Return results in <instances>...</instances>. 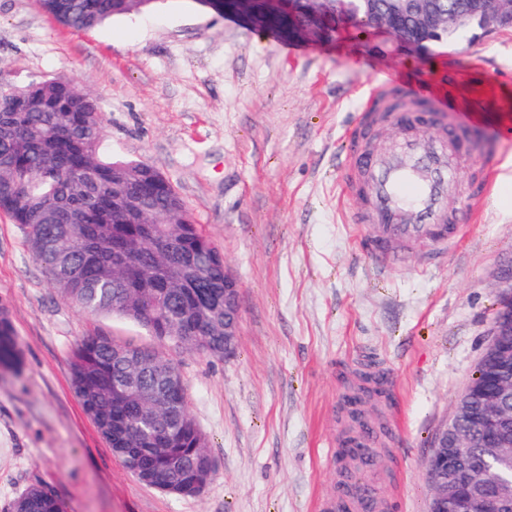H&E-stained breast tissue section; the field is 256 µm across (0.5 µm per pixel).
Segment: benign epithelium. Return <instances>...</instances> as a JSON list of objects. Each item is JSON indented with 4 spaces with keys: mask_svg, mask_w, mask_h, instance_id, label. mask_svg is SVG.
Wrapping results in <instances>:
<instances>
[{
    "mask_svg": "<svg viewBox=\"0 0 512 512\" xmlns=\"http://www.w3.org/2000/svg\"><path fill=\"white\" fill-rule=\"evenodd\" d=\"M255 0H202L210 9L232 12L252 27L258 20L250 9ZM288 17L282 34L330 39L361 22L389 29L401 44L426 51L443 41L448 30L483 29L496 23L512 26V0H359L341 11L335 0H268ZM239 284L224 272V355L238 343ZM472 377L459 396L452 420L438 437L428 460L432 484L430 512H512V479L492 478V466L512 465V290L495 311L489 342ZM479 439L485 453L462 457L457 449Z\"/></svg>",
    "mask_w": 512,
    "mask_h": 512,
    "instance_id": "obj_1",
    "label": "benign epithelium"
}]
</instances>
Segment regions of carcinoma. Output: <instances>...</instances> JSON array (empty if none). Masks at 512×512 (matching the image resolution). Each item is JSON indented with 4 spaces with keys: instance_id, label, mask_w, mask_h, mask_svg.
<instances>
[{
    "instance_id": "obj_1",
    "label": "carcinoma",
    "mask_w": 512,
    "mask_h": 512,
    "mask_svg": "<svg viewBox=\"0 0 512 512\" xmlns=\"http://www.w3.org/2000/svg\"><path fill=\"white\" fill-rule=\"evenodd\" d=\"M156 0H38L53 20L90 30ZM143 223H124L125 213ZM0 212L23 231L60 296L88 314L119 315L181 353L224 357V254L203 235L172 185L152 166L105 151L103 113L69 80L0 88ZM22 352L0 308V366ZM72 389L112 451L139 482L196 496L212 472L207 439L187 407L168 396L180 373L169 354L104 335L70 351ZM12 512H68L47 485Z\"/></svg>"
}]
</instances>
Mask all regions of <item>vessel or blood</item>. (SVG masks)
Masks as SVG:
<instances>
[{"label":"vessel or blood","mask_w":512,"mask_h":512,"mask_svg":"<svg viewBox=\"0 0 512 512\" xmlns=\"http://www.w3.org/2000/svg\"><path fill=\"white\" fill-rule=\"evenodd\" d=\"M413 125L426 128L427 136L407 134L387 155L362 142L365 128ZM477 127L475 114L456 111L433 94L395 80L372 88L346 131L340 168L348 193L365 200L352 221L368 225V249L375 259H411L426 270L439 266L459 245L469 212L448 213L445 201L465 176L459 158L480 166L488 157V139ZM421 242L428 243V251L414 254Z\"/></svg>","instance_id":"vessel-or-blood-1"}]
</instances>
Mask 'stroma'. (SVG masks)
Segmentation results:
<instances>
[{
  "label": "stroma",
  "mask_w": 512,
  "mask_h": 512,
  "mask_svg": "<svg viewBox=\"0 0 512 512\" xmlns=\"http://www.w3.org/2000/svg\"><path fill=\"white\" fill-rule=\"evenodd\" d=\"M0 72L65 78L91 93L114 156L156 167L240 286L239 340L223 358L177 354L188 409L215 474L196 497L145 486L114 455L71 389L69 351L100 334L151 343L116 315L57 293L24 234L0 213V307L23 355L0 367V512L47 485L69 512H315L337 491L340 442L358 433L351 373L377 357L394 382L366 399L389 433L364 472L379 512H428L427 461L487 344L512 261V27L459 32L422 53L362 26L333 41L280 39L195 0H156L89 31L37 0H0ZM393 78L475 112L494 155L459 251L422 271L376 264L360 200L338 172L343 137L370 85ZM361 470V469H360Z\"/></svg>",
  "instance_id": "obj_1"
}]
</instances>
